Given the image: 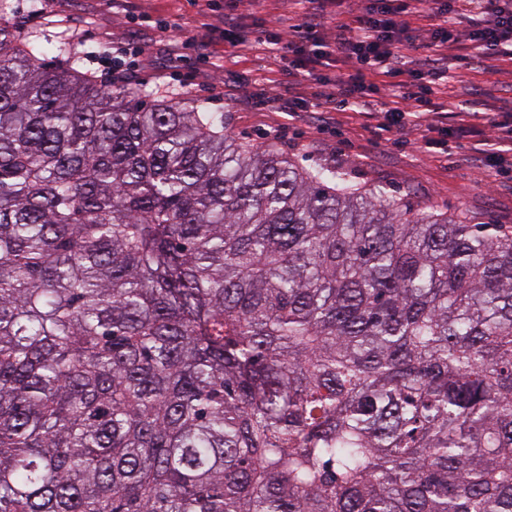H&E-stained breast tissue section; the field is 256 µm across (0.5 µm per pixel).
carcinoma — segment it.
Wrapping results in <instances>:
<instances>
[{
    "label": "carcinoma",
    "instance_id": "obj_1",
    "mask_svg": "<svg viewBox=\"0 0 512 512\" xmlns=\"http://www.w3.org/2000/svg\"><path fill=\"white\" fill-rule=\"evenodd\" d=\"M55 50L0 16V512H512V227Z\"/></svg>",
    "mask_w": 512,
    "mask_h": 512
}]
</instances>
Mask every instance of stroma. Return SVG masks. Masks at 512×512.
I'll return each instance as SVG.
<instances>
[{
	"label": "stroma",
	"instance_id": "obj_1",
	"mask_svg": "<svg viewBox=\"0 0 512 512\" xmlns=\"http://www.w3.org/2000/svg\"><path fill=\"white\" fill-rule=\"evenodd\" d=\"M37 0H10L7 17L25 34L54 48L65 30L85 39L75 47L81 69L97 83L121 65L130 85L163 95L175 89L188 101L227 116L238 141L272 148L296 165H334L345 169L363 191L382 186L415 206L446 214L467 224L512 226V188L479 177L476 150L488 143L489 126L469 128L450 139L447 153L426 148L420 130L410 128L384 141L375 135L378 118L371 108L353 112H291L277 93L284 69L265 44L247 51L225 47L217 14L206 0H47L48 19H33ZM190 30L198 43L181 48L169 41L162 25ZM130 43L137 52L117 62L112 42ZM477 102L495 112L512 100V60L484 70L448 62V85L432 99L442 122L456 127L449 97Z\"/></svg>",
	"mask_w": 512,
	"mask_h": 512
}]
</instances>
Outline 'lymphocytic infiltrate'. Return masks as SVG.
Listing matches in <instances>:
<instances>
[{"label":"lymphocytic infiltrate","mask_w":512,"mask_h":512,"mask_svg":"<svg viewBox=\"0 0 512 512\" xmlns=\"http://www.w3.org/2000/svg\"><path fill=\"white\" fill-rule=\"evenodd\" d=\"M303 10L288 31L266 26L255 5L257 0H224V43L230 48L251 45L254 34L281 53L288 62V93H297L302 83L314 87L317 107L343 111L356 107L376 87L370 77L375 64L391 78V93L379 100L378 133H401L411 121L437 131L438 139L427 147L445 148L447 128L436 126L428 112L431 98L444 81L446 53L468 42L471 58L494 65L512 56V0H360L357 13H350L347 0H300ZM430 20L425 38L413 34L409 20L416 15ZM350 64V74L323 75L330 62ZM466 123H487L496 131L480 170L494 176L506 154L512 152V106L487 117L483 113L449 103Z\"/></svg>","instance_id":"obj_1"}]
</instances>
